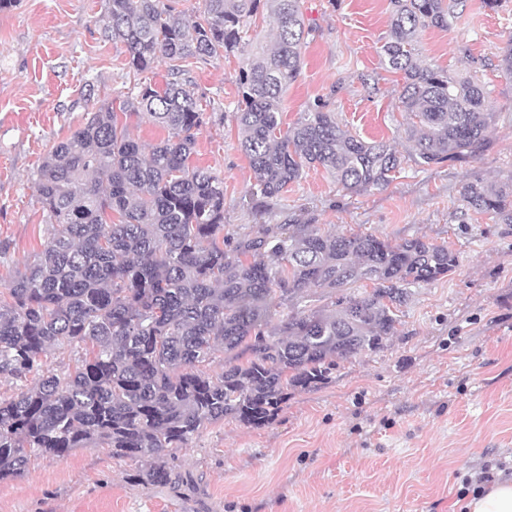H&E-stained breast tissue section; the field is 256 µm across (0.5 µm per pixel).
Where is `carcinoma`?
<instances>
[{
  "label": "carcinoma",
  "instance_id": "cac0c4a2",
  "mask_svg": "<svg viewBox=\"0 0 512 512\" xmlns=\"http://www.w3.org/2000/svg\"><path fill=\"white\" fill-rule=\"evenodd\" d=\"M391 4L382 56L404 75L399 103L414 119L418 164L481 158L492 145L489 92L414 60L421 32L450 27L452 5ZM105 13L103 37L127 47L126 75L163 62L168 80L133 83L117 110L101 105L36 171L53 233L0 288V378L17 384L0 398V481L23 475L34 454L63 458L98 444L149 462L134 482L162 484L168 470L156 459L166 451L224 419L268 424L288 388L314 387L336 360L383 348L412 287L459 264L456 252L422 238L393 243L316 224L224 233V179L191 163L206 123L191 88L194 59L250 56L237 78L239 144L255 179L244 209L261 212L307 166L359 194L386 187L401 166L384 143L342 129L322 103L283 127V95L312 31L302 0H203L190 24L167 0H105ZM259 13L276 22L271 46L249 34ZM132 110L168 136L144 150L128 133ZM460 194L467 209L512 224V175L494 185L467 180ZM361 281L372 288L350 292ZM317 289L330 302L312 307ZM280 307L287 313L275 322ZM65 350L75 358L60 376L47 360ZM219 352L223 370H201Z\"/></svg>",
  "mask_w": 512,
  "mask_h": 512
}]
</instances>
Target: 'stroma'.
Instances as JSON below:
<instances>
[{
  "mask_svg": "<svg viewBox=\"0 0 512 512\" xmlns=\"http://www.w3.org/2000/svg\"><path fill=\"white\" fill-rule=\"evenodd\" d=\"M313 28L283 120L325 103L340 126L403 155L383 189L342 191L319 166L304 169L262 215L242 209L254 181L234 113L248 59L191 66L210 120L193 162L224 178L226 232L262 224H317L392 242L420 237L459 256L453 274L414 288L380 352L337 361L323 383L289 389L275 419L254 428L205 425L165 464V483L128 478L135 462L93 445L65 458L32 457L26 475L0 482V512H450L486 464L512 459V224L465 210L461 184L512 174V77L498 57L512 40V0L498 10L469 0L450 29L422 32L419 61L475 76L491 91L493 143L482 159L430 167L411 158L399 108L402 73L381 46L390 0H302ZM103 0H17L0 11V283L49 238L33 177L48 151L133 80L123 43L104 40Z\"/></svg>",
  "mask_w": 512,
  "mask_h": 512,
  "instance_id": "obj_1",
  "label": "stroma"
}]
</instances>
